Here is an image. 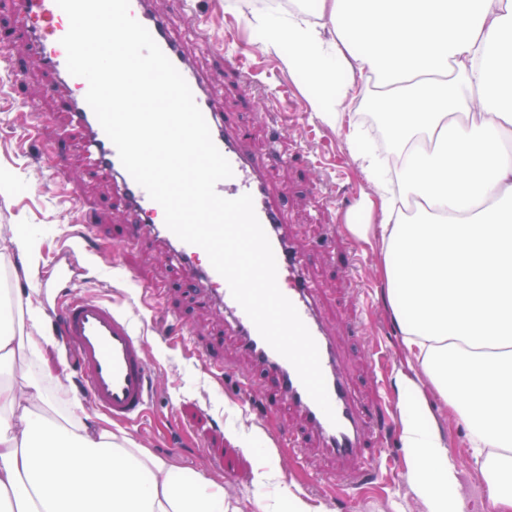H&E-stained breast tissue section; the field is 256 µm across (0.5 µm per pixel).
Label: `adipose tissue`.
Segmentation results:
<instances>
[{
	"mask_svg": "<svg viewBox=\"0 0 512 512\" xmlns=\"http://www.w3.org/2000/svg\"><path fill=\"white\" fill-rule=\"evenodd\" d=\"M318 15L250 8L260 46L305 75L370 186L345 229L376 273L409 370L401 443L429 512H463L428 416L435 394L466 433L494 512H512V0H319ZM373 98L379 158L352 113ZM35 289H0V512H239L78 397Z\"/></svg>",
	"mask_w": 512,
	"mask_h": 512,
	"instance_id": "1",
	"label": "adipose tissue"
}]
</instances>
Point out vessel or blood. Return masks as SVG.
<instances>
[{
    "label": "vessel or blood",
    "mask_w": 512,
    "mask_h": 512,
    "mask_svg": "<svg viewBox=\"0 0 512 512\" xmlns=\"http://www.w3.org/2000/svg\"><path fill=\"white\" fill-rule=\"evenodd\" d=\"M196 3L197 0H174L177 14L191 21L198 40L205 43L210 34L197 15ZM14 5L26 24L29 54L50 77L46 94L60 96L72 122L83 129L84 143L96 170L116 179L131 221L154 224L158 238L171 248L203 298L224 309L230 317V328L240 337L242 347L275 376L278 399L302 410L328 453L345 463L363 460L364 471L376 470L379 456L363 452L358 410L341 374L331 337L318 314L315 288L304 277L300 257L284 230L285 214L273 199L264 165L239 145L211 92V78L194 67L173 33L170 18L157 13L151 0H130L131 16L148 29L185 78L215 145L232 167V176L217 183V193L227 199L245 194L253 199L255 213L275 254L278 287L294 304L318 346L334 418L326 417L307 393L293 365L261 337L232 297L227 281L211 263L201 262L202 248L180 240L166 225L157 223L161 205L149 197L122 165L116 147L86 101V80L67 70L66 51L60 40L69 26L56 0H14ZM54 316L62 342L74 358L83 390L94 408L117 422L138 421L151 399L152 371L144 352L145 338L137 333L128 313L118 304L84 292L55 311Z\"/></svg>",
    "instance_id": "b4317fda"
}]
</instances>
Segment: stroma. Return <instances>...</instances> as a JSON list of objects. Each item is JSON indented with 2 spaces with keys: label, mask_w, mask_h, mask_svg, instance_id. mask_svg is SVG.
<instances>
[{
  "label": "stroma",
  "mask_w": 512,
  "mask_h": 512,
  "mask_svg": "<svg viewBox=\"0 0 512 512\" xmlns=\"http://www.w3.org/2000/svg\"><path fill=\"white\" fill-rule=\"evenodd\" d=\"M199 10L212 27L210 45L197 43L187 23L176 31L198 67L217 69L214 92L243 135L251 155L278 152L268 177L287 205L286 229L304 255L305 274L318 290L319 310L340 354L343 374L368 423V447H377L383 398L397 399L395 374L402 366L401 342L384 303L375 255L345 230L350 209L368 185L354 166L345 138L311 112L301 77L288 74L276 55L264 52L257 34L227 0H201ZM13 33L7 52L21 72L15 94L0 91V224H18L40 234L37 259L14 247L0 254V265L15 274L17 288H36L46 314L42 330L58 335L54 310L73 295L60 280L61 266H78L82 289L107 300L140 308L137 328L147 339L155 395L149 421L133 426L134 435L175 467L187 481L205 473L222 481L240 512H258L256 460L230 441L228 425L251 426L249 406L225 412L236 378L250 379L257 393L269 391L271 377L240 349L225 329L223 313L203 303L195 285L170 257L168 248L148 232L135 245L125 240L124 203L111 178L91 166L81 149L82 131L60 112L53 98L41 95L45 76L27 62L25 24L0 0V30ZM247 58L251 83L237 71ZM97 227L95 242L77 238L82 224ZM162 284L158 310L142 306L145 286ZM211 353V365L199 356ZM436 424L458 459L455 492L464 512H490L486 486L469 461L465 432L435 411ZM265 432L287 430L295 448L277 449L273 464L281 481L295 482L303 495L326 512H428L411 489L404 453L391 454L373 480L357 482L356 469L326 453L309 433L301 413L285 403L266 408Z\"/></svg>",
  "instance_id": "1"
}]
</instances>
